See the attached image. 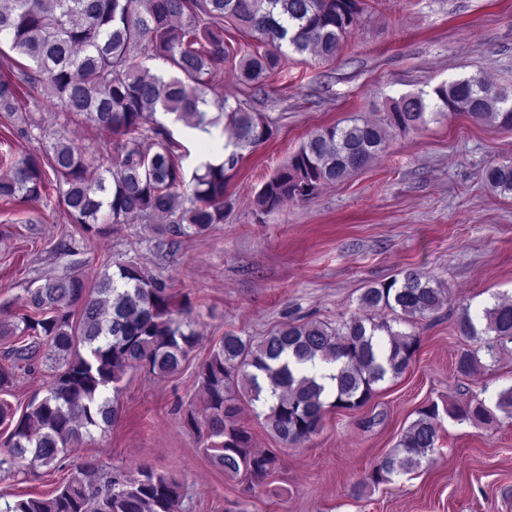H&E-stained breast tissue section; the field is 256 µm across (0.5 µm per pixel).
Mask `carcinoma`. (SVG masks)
<instances>
[{"label":"carcinoma","instance_id":"cac0c4a2","mask_svg":"<svg viewBox=\"0 0 512 512\" xmlns=\"http://www.w3.org/2000/svg\"><path fill=\"white\" fill-rule=\"evenodd\" d=\"M363 10L364 0H0V44L7 45L0 65L11 72L0 78V119L40 143L0 177V200L40 197L52 174L67 220L87 235L134 218L156 222L169 244L206 233L224 223L229 172L274 134L261 113L208 98L228 54L224 21L260 43L238 64L242 81L260 84L281 68L288 50L336 57ZM147 60L161 62L165 73L151 71ZM24 86L47 89L59 111L112 134V150L95 158L64 131L45 128L20 106ZM447 112L512 127V92L475 74L403 96L374 121L356 115L342 126L321 127L263 183L257 209L269 214L311 199L388 151L396 134ZM159 113L208 135L228 119L222 162L204 159L185 178L179 144L163 132ZM153 135L161 140L146 144ZM483 179L495 192L512 193V161L489 166ZM491 299L474 311L463 308L458 318L460 334L477 344L458 357L463 374L480 366L479 352L494 362L512 344V301ZM359 301L364 314L334 327L289 320L257 342L224 334L199 365L203 405L190 404L183 413L211 465L242 477L250 489L262 486L279 457L251 447L252 436L238 420L239 392L246 390L277 441L301 444L320 430L327 409L359 408L376 386L405 373L419 336L394 325L438 312L449 293L406 269L365 288ZM23 307L25 313L0 330L13 339L5 358L29 371L41 361L53 374L44 396L21 415L0 403V425L9 429L0 445V475L56 467L93 430L115 424L119 383L128 372L173 375L199 345L190 306L176 302L166 282L133 260L114 262L112 273L92 287L74 273L47 278L27 290ZM370 310L391 317L377 320ZM443 413L461 423L496 420L477 398L442 412L426 405L365 481L390 482L430 464ZM184 497L178 481L149 466L105 473L86 461L51 496L7 502L0 512H181Z\"/></svg>","mask_w":512,"mask_h":512}]
</instances>
